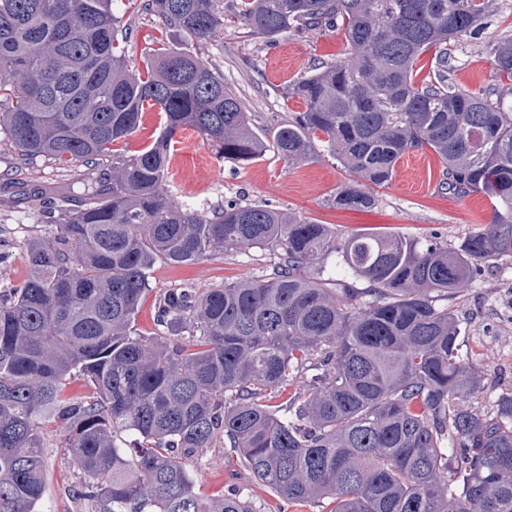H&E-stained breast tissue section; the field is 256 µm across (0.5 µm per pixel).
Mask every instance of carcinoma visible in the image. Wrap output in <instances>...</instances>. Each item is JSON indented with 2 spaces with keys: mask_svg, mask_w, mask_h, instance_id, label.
<instances>
[{
  "mask_svg": "<svg viewBox=\"0 0 512 512\" xmlns=\"http://www.w3.org/2000/svg\"><path fill=\"white\" fill-rule=\"evenodd\" d=\"M490 0H139L190 42L235 23L272 40L334 19L347 57L288 85L303 102L274 135L294 163L326 144L354 182L338 207L369 209L398 159L429 149L448 188L498 203L458 244L386 233L340 239L327 224L266 204L213 212L170 194L175 135L190 129L230 163L267 143L224 77L158 41L128 69L112 0H0V131L23 156L68 167L99 156L112 172L54 202V230L28 244L29 274L0 291V512H42L43 427L57 425L92 512H257L242 493L196 490L189 463L222 443L253 482L331 512H512V392L484 411L483 375L461 356L446 304L485 264L512 257V41L491 53L507 96L448 82V43L477 34ZM435 50L433 80L414 81ZM159 137L123 158L142 112ZM232 249L280 263L263 278L158 300L159 332L134 322L154 264ZM336 256L345 278L324 277ZM363 281L366 287L357 283ZM88 387L70 401L65 388ZM288 391V416L267 391ZM137 435L132 448L122 434Z\"/></svg>",
  "mask_w": 512,
  "mask_h": 512,
  "instance_id": "carcinoma-1",
  "label": "carcinoma"
}]
</instances>
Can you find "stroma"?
Wrapping results in <instances>:
<instances>
[{
	"label": "stroma",
	"instance_id": "stroma-1",
	"mask_svg": "<svg viewBox=\"0 0 512 512\" xmlns=\"http://www.w3.org/2000/svg\"><path fill=\"white\" fill-rule=\"evenodd\" d=\"M120 19L119 41L129 69L144 70L151 59L156 20L126 10L125 0H113ZM512 39V0H492L479 35L448 47V79L456 87L484 98H496L499 80L494 73L490 47ZM170 43L189 46L224 78L240 98L256 130L272 131L303 111L301 101L288 98V85L317 66L344 59L342 28L330 23L314 30L288 33L267 42L244 37L228 28L217 37L187 44L172 31ZM112 159L76 163L67 168L44 158L20 156L0 134V289L17 286L28 276L27 244L45 236L50 221L32 200L35 192L45 199L82 196L103 174L111 172ZM443 165L428 150H411L395 165L389 184L376 188L375 207L339 208L333 200L352 183L350 173L316 144L311 157L290 164L274 151L246 164L217 159L196 135L179 136L169 163L170 185L179 203L200 210L232 202L264 203L300 217L330 225L337 236L390 232L409 240H438L445 245L490 223L493 202L481 194L463 195L442 183ZM275 256L257 249L233 250L189 265L156 264L149 274V289L136 317L139 334L153 335L155 296L183 286L212 288L238 279L271 273ZM464 324L460 353L473 360L485 376V387L470 401L491 409L496 397L512 391V258L490 261L480 277L449 302ZM47 482L43 512H89L88 501L78 496L82 483L62 448L59 432L45 427ZM197 488L221 494L238 488L249 494L261 512H330L327 501L289 503L253 483L239 456L226 448H212L191 463Z\"/></svg>",
	"mask_w": 512,
	"mask_h": 512
}]
</instances>
